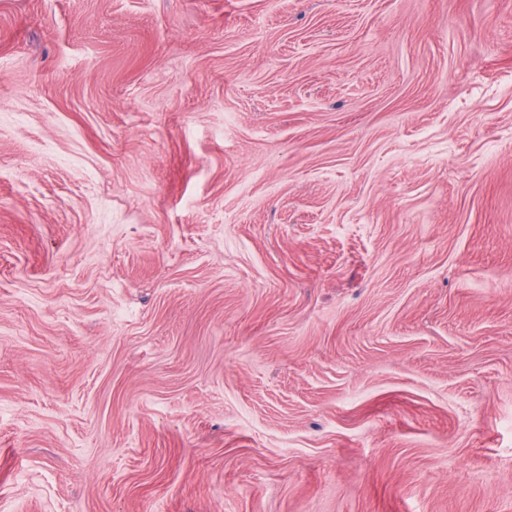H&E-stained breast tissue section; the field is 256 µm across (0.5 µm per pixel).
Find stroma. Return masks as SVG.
Returning <instances> with one entry per match:
<instances>
[{
	"instance_id": "stroma-1",
	"label": "stroma",
	"mask_w": 512,
	"mask_h": 512,
	"mask_svg": "<svg viewBox=\"0 0 512 512\" xmlns=\"http://www.w3.org/2000/svg\"><path fill=\"white\" fill-rule=\"evenodd\" d=\"M0 512H512V0H0Z\"/></svg>"
}]
</instances>
